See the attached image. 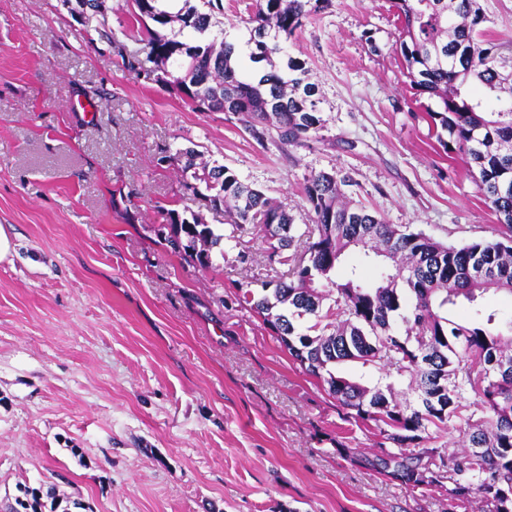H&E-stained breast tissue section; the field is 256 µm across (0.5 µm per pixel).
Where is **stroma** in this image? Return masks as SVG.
<instances>
[{"label":"stroma","mask_w":512,"mask_h":512,"mask_svg":"<svg viewBox=\"0 0 512 512\" xmlns=\"http://www.w3.org/2000/svg\"><path fill=\"white\" fill-rule=\"evenodd\" d=\"M512 72V0H480ZM112 39L65 0H0V512L33 496L69 512H480L364 468L355 424L274 330L241 305L286 268L185 187L177 150L232 169L309 223L302 184L328 172L379 212L446 243L496 216L403 75L390 0H328L275 62L304 60L323 127L258 144L125 67L143 44L126 0ZM377 51H370V44ZM224 233L202 266L174 252L163 209Z\"/></svg>","instance_id":"obj_1"}]
</instances>
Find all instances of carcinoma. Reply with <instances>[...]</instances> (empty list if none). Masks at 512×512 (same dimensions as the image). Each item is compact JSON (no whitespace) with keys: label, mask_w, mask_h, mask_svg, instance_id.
I'll return each instance as SVG.
<instances>
[{"label":"carcinoma","mask_w":512,"mask_h":512,"mask_svg":"<svg viewBox=\"0 0 512 512\" xmlns=\"http://www.w3.org/2000/svg\"><path fill=\"white\" fill-rule=\"evenodd\" d=\"M76 2L87 23L102 15L103 0ZM169 2L132 0L133 16L154 26L142 30L146 60L131 55L128 69L176 88L201 112L240 116L261 143L302 146L321 127L316 86L303 63L290 57L284 72L273 57L324 0H256L242 44L222 29L212 32L219 0H203L205 11L194 0H178L181 6L171 11ZM393 7L404 76L438 99L439 110L427 116L466 156L496 216L497 237L445 244L387 224L348 199L346 180L318 173L302 185L312 223L298 246L292 215L230 168L197 161L193 149L181 152L192 179L185 187L224 210L232 232L260 233L269 260L288 266L287 278L262 283L259 293L245 289L242 302L352 418L373 423L380 452L363 456L364 467L407 489L443 490L452 504L476 498L482 512H512V320L448 318V308L463 300L490 291L512 294V74L499 71L496 44L482 38L486 18L478 0H393ZM244 54L270 69L254 79L242 76ZM472 84L509 103L486 111L484 99L468 90ZM167 215L170 244L209 264L210 249L224 236L195 213ZM269 224L288 225V234L271 240ZM351 248L382 260L378 282L365 283L354 269L336 277ZM306 319L313 324L302 331ZM343 362L375 365L390 379L412 376L417 404L402 403L392 382L371 388L336 375L333 368ZM446 433L458 434L467 450L449 458L431 446Z\"/></svg>","instance_id":"cac0c4a2"}]
</instances>
